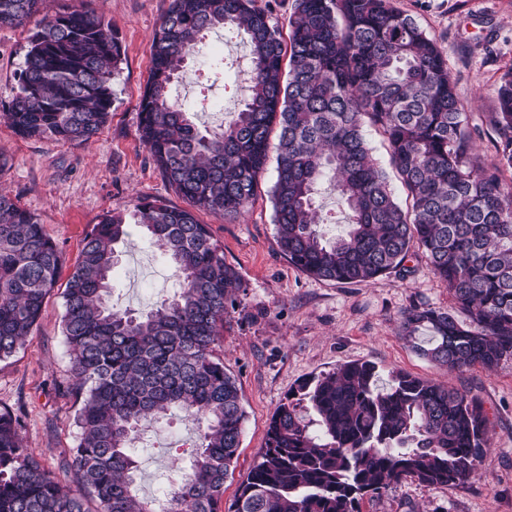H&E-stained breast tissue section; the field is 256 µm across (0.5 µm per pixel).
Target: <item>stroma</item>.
Wrapping results in <instances>:
<instances>
[{"instance_id": "35a3bbf8", "label": "stroma", "mask_w": 512, "mask_h": 512, "mask_svg": "<svg viewBox=\"0 0 512 512\" xmlns=\"http://www.w3.org/2000/svg\"><path fill=\"white\" fill-rule=\"evenodd\" d=\"M171 0H43L25 26L0 27V101H8L28 45L44 16L85 9L109 22L123 50L108 124L90 142L69 145L24 139L0 120V190L34 213L72 268L85 231L112 212L132 211L139 199L180 204L139 139L138 104L151 69L150 47ZM446 51L448 70L470 125L479 127L475 153L497 162L498 136L487 122L502 75L512 69V0H393ZM249 48L243 36L207 32L176 86L178 103L197 125L219 132L246 97ZM268 162L257 196L236 220L198 212L224 249L242 286L224 319L216 354L241 390L246 411L240 454L218 512H232L235 492L259 459L271 415L303 378L351 361H371L477 396L489 415V449L469 481L429 486L407 479L384 495L364 498L361 512H512V358L493 370L447 373L401 338V320L414 307L447 309L448 289L423 256L373 282L340 284L292 267L276 243ZM178 271L139 226L112 270L114 307L142 312L173 294ZM64 284L48 296L26 342L0 361V410L19 413L25 442L48 469H57L76 443L69 391V356L62 336ZM191 422L169 414L145 425L135 443L142 495L161 497L176 468L190 464Z\"/></svg>"}]
</instances>
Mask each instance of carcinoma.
Here are the masks:
<instances>
[{
	"label": "carcinoma",
	"mask_w": 512,
	"mask_h": 512,
	"mask_svg": "<svg viewBox=\"0 0 512 512\" xmlns=\"http://www.w3.org/2000/svg\"><path fill=\"white\" fill-rule=\"evenodd\" d=\"M42 0H0V26L19 27ZM241 33L252 85L218 134L201 133L169 103L205 33ZM138 112L140 139L183 208L142 199L85 232L63 293L62 332L78 444L46 469L25 447L22 420L0 411V512H157L137 493L133 442L147 419L177 411L197 426L189 468L177 469L166 512H217L233 473L246 412L236 379L215 356L238 272L194 210L236 219L252 205L278 128L269 190L280 252L299 271L342 284L404 267L417 244L452 295L446 309L402 318L412 348L446 371L491 370L512 358V69L488 122L498 165H481L441 46L392 0H295L288 37L255 0H171L154 35ZM122 49L89 11L58 12L28 41L3 116L21 137L83 145L108 121ZM378 127L411 198L395 200L372 157ZM333 186L346 229L327 236L318 185ZM141 226L181 274L149 311L110 304L117 245ZM62 269L36 215L0 190V360L25 343ZM467 315L462 322L457 313ZM475 396L401 371L350 362L300 382L272 415L265 449L234 512H360V501L411 479L469 480L488 448Z\"/></svg>",
	"instance_id": "1"
}]
</instances>
